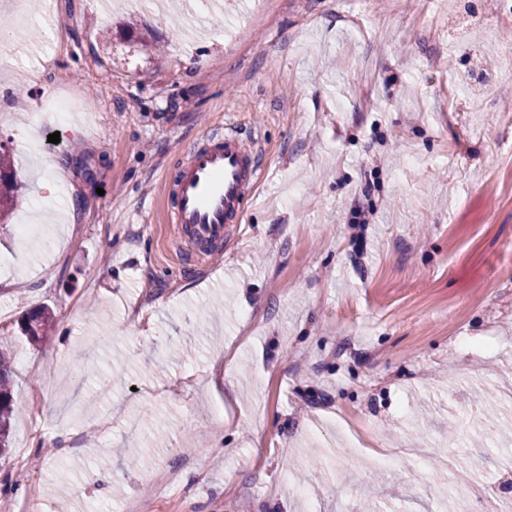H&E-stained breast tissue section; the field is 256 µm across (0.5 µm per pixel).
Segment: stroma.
Returning a JSON list of instances; mask_svg holds the SVG:
<instances>
[{
	"label": "stroma",
	"mask_w": 512,
	"mask_h": 512,
	"mask_svg": "<svg viewBox=\"0 0 512 512\" xmlns=\"http://www.w3.org/2000/svg\"><path fill=\"white\" fill-rule=\"evenodd\" d=\"M22 2L26 24L0 12L26 199L0 228V488L38 512H441L466 470L453 512L476 485L512 512V434L471 416L484 390L512 424V0ZM54 91L80 111L46 112ZM229 121L264 177L204 270L168 186ZM51 321V313L44 308L35 309L28 313L21 329L29 341H40L41 336L46 335V330ZM12 364L0 354V458L10 450V437L14 420L12 395Z\"/></svg>",
	"instance_id": "1"
}]
</instances>
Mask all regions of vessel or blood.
<instances>
[{"label":"vessel or blood","instance_id":"b4317fda","mask_svg":"<svg viewBox=\"0 0 512 512\" xmlns=\"http://www.w3.org/2000/svg\"><path fill=\"white\" fill-rule=\"evenodd\" d=\"M261 154L258 140L243 139L228 122L189 155L171 189V222L192 258L242 232L245 202L263 176Z\"/></svg>","mask_w":512,"mask_h":512}]
</instances>
